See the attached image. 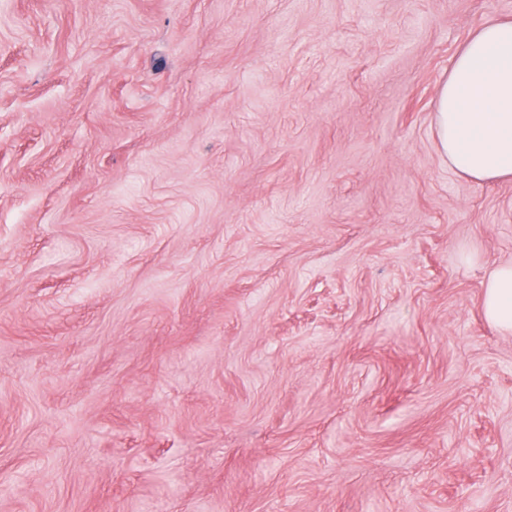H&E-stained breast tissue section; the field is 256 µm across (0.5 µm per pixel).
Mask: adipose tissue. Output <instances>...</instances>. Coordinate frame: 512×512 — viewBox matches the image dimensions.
<instances>
[{
    "mask_svg": "<svg viewBox=\"0 0 512 512\" xmlns=\"http://www.w3.org/2000/svg\"><path fill=\"white\" fill-rule=\"evenodd\" d=\"M433 127L450 167L476 182L512 179V19L487 22L465 43L437 91ZM482 308L512 333V263L491 271Z\"/></svg>",
    "mask_w": 512,
    "mask_h": 512,
    "instance_id": "obj_1",
    "label": "adipose tissue"
}]
</instances>
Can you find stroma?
<instances>
[{
  "instance_id": "stroma-1",
  "label": "stroma",
  "mask_w": 512,
  "mask_h": 512,
  "mask_svg": "<svg viewBox=\"0 0 512 512\" xmlns=\"http://www.w3.org/2000/svg\"><path fill=\"white\" fill-rule=\"evenodd\" d=\"M512 0H0V512H512V181L439 86ZM482 308L490 324L512 333V263L498 265L491 271L484 288Z\"/></svg>"
}]
</instances>
